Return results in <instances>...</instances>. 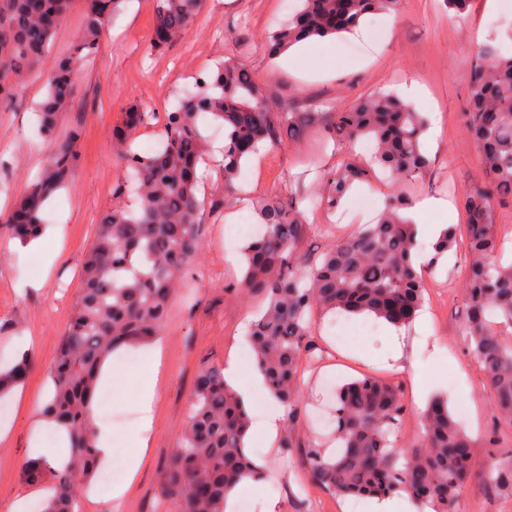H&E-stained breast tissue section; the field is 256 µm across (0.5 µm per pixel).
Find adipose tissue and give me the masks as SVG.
<instances>
[{
    "label": "adipose tissue",
    "instance_id": "obj_1",
    "mask_svg": "<svg viewBox=\"0 0 512 512\" xmlns=\"http://www.w3.org/2000/svg\"><path fill=\"white\" fill-rule=\"evenodd\" d=\"M136 357L140 362V388L138 401L141 410L140 439L141 447H148L147 434L153 424L154 405L156 400V387L162 366L161 349L151 346L141 349L123 348L109 356L102 365L100 382L108 385L116 383L128 357Z\"/></svg>",
    "mask_w": 512,
    "mask_h": 512
}]
</instances>
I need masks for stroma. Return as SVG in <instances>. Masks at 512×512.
I'll return each instance as SVG.
<instances>
[{
    "mask_svg": "<svg viewBox=\"0 0 512 512\" xmlns=\"http://www.w3.org/2000/svg\"><path fill=\"white\" fill-rule=\"evenodd\" d=\"M291 13L284 0H205L188 35L162 51L150 47L156 20L155 0H127L104 37L98 55L78 70V94L53 137H42L36 112L46 92L45 75L28 76L10 106H0V212H8L28 182L39 171L56 142L77 132L78 161L68 188L58 191L46 214V229L60 248L53 262L44 255L22 252L9 238L0 236V323L13 333L0 335V364L11 362L24 338H32L34 368L18 390L0 403V504L26 497L39 505L51 489V479L26 483L25 459L34 449L51 445L48 430L35 427L38 405L50 393L48 368L57 356L61 336L74 313L80 286V266L91 248L95 226L104 212L115 207H135L126 190L129 174L124 155L112 142V128L122 121L129 106L151 112L132 148L153 151L163 133L166 112L176 103L184 84L209 74L219 62L231 60L246 67L260 87L273 91L272 112L295 102L335 100L344 108L379 89L403 93L407 84L422 87L425 97L415 107L428 119L424 150L432 161L426 177L406 180L402 188L412 201L434 198L449 202L448 212L413 213L418 224H461L463 211L457 195L481 186L484 175L478 149L465 133L464 114L470 93L468 62L481 43L497 40L512 50V0H472L464 17L444 10L442 0H405L398 15L370 16L354 33L331 39L310 59L283 55L267 57L263 46L272 28ZM343 152L324 143L312 130L303 142L285 141L253 157L244 167L241 193L224 191V173L212 161L200 166L199 215L203 244L194 269L207 272L196 280L197 293L187 302L175 301L170 319L156 344L162 350L150 446L145 464L125 496L107 503L102 499L110 483L92 480V492L83 493L82 512H155L158 474L188 411L197 371L204 366L225 367L238 361L244 371H254L244 329L258 301L239 292L240 254L246 239L225 238V227L255 224L252 200L266 196L289 197L316 186L320 170L335 167ZM388 182L360 189L340 209L342 231L372 223L377 212L360 207L363 198L383 203ZM461 258L442 257L427 279L433 288L423 307L429 317L424 331L406 328L401 367L390 361L391 345L380 320L369 316H317L312 336L320 349L318 362L304 374L300 419L294 427L297 448L282 452L252 434L250 451L277 470L264 486L267 497L278 500L281 512H296L305 501L307 512H346L345 499L329 494L308 480L302 441H328L322 426L331 412L334 389L371 375L399 383L404 389L405 422L397 436L401 445L422 438L420 414L436 396L447 398L453 411L464 412V425L474 440L475 472L464 485L454 512H512V498L490 495L479 472L498 459L502 447L512 448V429L505 430L499 447L488 438L493 427L491 398L483 375L457 333L464 297L459 288ZM45 277L43 288L30 283ZM139 363L126 361L124 373L109 390L110 399L99 406L111 413L108 426L116 455L128 458L138 449L136 386Z\"/></svg>",
    "mask_w": 512,
    "mask_h": 512,
    "instance_id": "35a3bbf8",
    "label": "stroma"
}]
</instances>
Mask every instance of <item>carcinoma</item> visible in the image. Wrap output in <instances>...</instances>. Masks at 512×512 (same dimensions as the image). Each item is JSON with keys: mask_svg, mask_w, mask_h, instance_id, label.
<instances>
[{"mask_svg": "<svg viewBox=\"0 0 512 512\" xmlns=\"http://www.w3.org/2000/svg\"><path fill=\"white\" fill-rule=\"evenodd\" d=\"M122 0H86L83 25L73 51L57 59L46 73V95L39 104L42 130L52 135L59 117L74 101V74L93 60ZM288 21L265 42L270 57L310 38L352 33L369 14L400 12L403 0H299ZM71 0H0V100L12 102L17 86L48 54L70 10ZM203 0H156L151 47L160 49L183 39ZM465 131L475 141L485 185L466 190L460 203L464 224H450L432 244L435 257L457 244L464 248L460 323L468 349L479 364L502 426L512 427V262H502L503 237L493 224L495 203L512 201V53L499 43H484L471 64ZM269 88L229 61L195 88L181 95L167 113L163 145L150 155L127 153L136 179L137 209L117 207L96 227L92 247L82 263L75 311L59 353L49 368L53 393L45 409L69 440L59 466L45 457L29 459L23 476L37 483L53 477V496L41 512H76L85 483L97 468L89 437V407L97 394L101 362L112 351L152 341L164 330L174 298L189 294L185 268L201 248L198 216V165L208 145L200 121L212 116L224 125V191L245 161L282 138L299 139L318 128L353 154L356 142L371 139L365 163L352 158L326 171L316 202L338 210L356 183L380 169L388 181L425 176L431 160L422 149L427 118L413 105L379 91L357 106L336 103L306 112L270 111ZM151 115L137 106L125 112L112 140L125 146ZM75 136L57 144L39 173L0 222L8 237L37 238L50 197L71 182L77 162ZM311 198L294 195L284 202L272 196L257 209L264 232L244 248L240 290L264 298L265 307L250 324L249 343L269 392L286 408L288 429L280 448L296 447L293 423L298 416L303 358L315 343L312 316L317 311L368 314L392 325L413 321L428 295L425 269L414 265L418 248L414 224L405 216L412 202L392 192L376 221L352 234H336L317 255L299 246L307 230ZM32 366L28 355L0 370V396L21 383ZM334 441L329 455L323 444H307L309 480L340 497H390L407 494L421 509L453 512L459 491L474 467L471 439L442 400L422 415L421 445H396L404 405L400 384L363 376L343 385L336 395ZM250 418L240 396L224 380V370L202 367L195 378L187 418L159 476V504L164 512H225L229 492L256 474L246 448ZM497 497L512 498V449L482 474Z\"/></svg>", "mask_w": 512, "mask_h": 512, "instance_id": "obj_1", "label": "carcinoma"}]
</instances>
